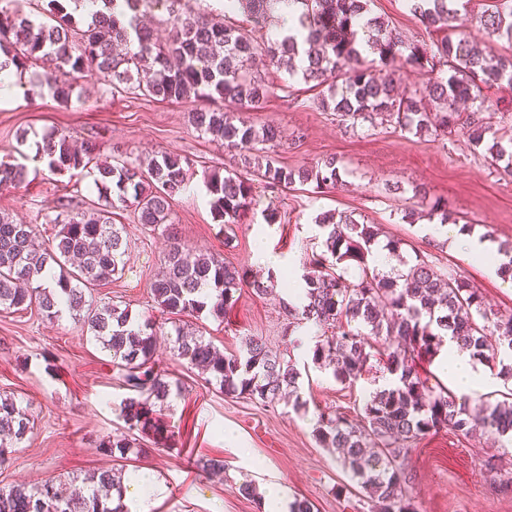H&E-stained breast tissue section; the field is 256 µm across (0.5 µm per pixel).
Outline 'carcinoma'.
<instances>
[{
    "instance_id": "carcinoma-1",
    "label": "carcinoma",
    "mask_w": 512,
    "mask_h": 512,
    "mask_svg": "<svg viewBox=\"0 0 512 512\" xmlns=\"http://www.w3.org/2000/svg\"><path fill=\"white\" fill-rule=\"evenodd\" d=\"M44 2L50 24L34 21L19 0H0V70L12 65L32 71L33 79L62 103L70 100L89 62L114 93L206 102L189 112L191 125L236 152L243 168L224 177L213 172L206 181L211 209L226 224L239 223L259 205L257 181L276 189L343 184L336 158L311 169H292L276 150L277 128L234 123L227 108L258 110L275 91L253 71L257 55L314 83L321 89L318 108L336 113L343 123L361 120L372 128L375 116L384 115L415 135L461 134L484 150L490 165L512 173V127H497L481 100L485 87L512 86V56L487 53L465 37L466 19L455 8L457 0H407L427 27L445 32L430 45L408 43L380 18L369 16L370 0H224L225 13L253 19L262 32L258 40L228 20L215 22L194 10L192 0H124L120 18L114 0H91L96 9L81 28L67 3L78 7L83 0ZM285 4L300 11L299 25L296 33L273 42L266 24ZM158 5L165 7L170 24L165 39L139 25L140 15ZM481 22L488 34L512 44V6L491 5ZM364 46L378 54L379 66L367 64ZM407 67H428L434 73L425 94L398 89L396 73ZM100 152L101 144L92 140L75 148L64 133L49 135L37 146L34 158L54 174L95 173L101 203L91 213L61 206L46 216L45 223L57 230L41 243L38 225L16 224L0 214V308L34 305L48 320L66 310L120 366L127 390L122 407L126 431L103 439L100 448L123 456L149 436L156 444L166 443L169 435L154 417V405L165 401L178 382L154 358L156 334L150 322L134 320L118 304L86 299L85 290L112 280L124 268L127 243L123 227L113 222L114 211L134 208L138 223L161 230L170 241L164 270L150 287L163 315L205 312L222 322L243 283L259 295L276 280L270 274L249 281L247 271L225 263L219 253L187 259L170 221L172 201L189 181V165L180 157L164 154L144 168L136 159L102 163ZM26 175L25 166L1 162L0 188L16 187ZM424 215L448 222L446 205L439 202ZM424 215L410 209L403 219L414 224ZM319 223L328 229L326 251L310 260L313 270L303 276L305 303L294 310L298 320L331 329L316 343L313 361L350 384L375 353L385 359L395 381L373 393L359 423L340 413L319 414L314 437L320 447L341 454L350 480L369 493L374 512H413L402 461L408 443L441 429L463 437L478 430L512 437V402L480 396L479 412L473 414L467 401L428 387L420 370L422 357L435 355L445 336L477 360L512 351V313L488 308L479 289L460 275H435L420 255L405 272L374 273L368 258L378 237L375 225L332 213ZM348 261L362 270L355 281L341 274ZM173 353L228 396L264 405L286 396L294 409L303 405L300 371L260 338L249 339L238 354L224 355L211 341L178 325ZM34 424L30 404L0 394V465L22 447ZM121 474L118 468L89 474L84 494L69 492L60 480L0 487V512H128L121 504L112 507L113 498H123Z\"/></svg>"
}]
</instances>
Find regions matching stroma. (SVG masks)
<instances>
[{
    "label": "stroma",
    "instance_id": "1",
    "mask_svg": "<svg viewBox=\"0 0 512 512\" xmlns=\"http://www.w3.org/2000/svg\"><path fill=\"white\" fill-rule=\"evenodd\" d=\"M370 13L406 40L429 44L439 37L409 11L406 0H371ZM257 71L280 90L260 110L237 111L236 120L277 127L282 135L278 152L288 166L311 168L326 157H338L343 164L341 187L319 191L310 186H256L261 206L277 209L280 221L268 224L258 214L252 222L226 227L212 215L204 176L232 169L234 162L221 142L198 136L189 122L188 105L115 94L87 77L79 80L65 105L47 87L32 82L0 101V162L28 169L24 183L0 190V213L18 224L39 225L62 197L85 208L97 201L92 175L60 177L33 159L38 138L63 129L77 142H104L105 155L112 157L146 163L166 152L190 160V180L172 204L171 219L194 255L219 253L232 265L263 276L268 269L256 256L261 244L281 260L282 272L298 280L312 253L325 247L327 233L317 216L335 210L377 225L376 250L384 251L388 240L400 241L399 252L387 253V271H406L420 253L438 274L452 272L470 280L487 307L512 312V279L489 273L468 258L454 237L467 227L495 243L512 242V174L489 166L482 151L459 135L435 140L397 130L373 131L364 122L344 130L335 115L318 109L316 90L302 79L269 66ZM393 185L399 193H390ZM417 187L426 189L428 199L447 203L442 235L431 233L429 220L402 221ZM114 221L125 227V266L91 295L99 302L127 305L141 321L156 314L150 285L164 265L169 243L161 232L137 224L132 210H117ZM288 305L283 288L258 295L245 287L224 321L204 314L189 318L188 325L227 354L240 352L252 336L283 353L301 372L305 407L299 411L227 397L206 385L173 356L166 338L173 326L163 324L155 357L184 387L156 407L171 433L167 444L145 441L126 467L130 473L146 470L156 476L151 512H263L259 498L241 495L239 487L246 481L261 490L279 484L287 501L309 500L318 512H371L368 494L351 488L338 454L319 447L313 429L323 412L357 418L369 396L385 386L389 373L384 362L372 359L354 384L337 381L312 360L323 328L300 327L286 336ZM1 391L28 401L35 425L30 441L0 468V486L63 481L112 467L110 454L98 443L124 429L122 372L69 314L49 322L34 308L0 309ZM492 455L504 462L495 475L483 468ZM202 457L223 460V477L198 470L194 462ZM404 467L417 512H512V493L502 489L503 482L512 481V443L498 435L479 431L464 438L440 430L413 443Z\"/></svg>",
    "mask_w": 512,
    "mask_h": 512
}]
</instances>
